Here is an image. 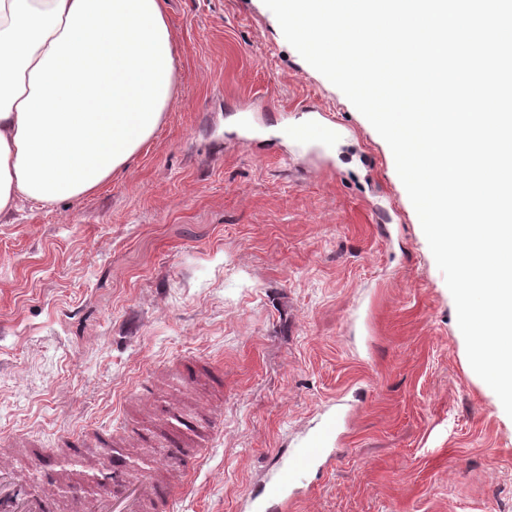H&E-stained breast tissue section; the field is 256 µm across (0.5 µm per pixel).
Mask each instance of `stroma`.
<instances>
[{
	"label": "stroma",
	"mask_w": 512,
	"mask_h": 512,
	"mask_svg": "<svg viewBox=\"0 0 512 512\" xmlns=\"http://www.w3.org/2000/svg\"><path fill=\"white\" fill-rule=\"evenodd\" d=\"M163 7L175 94L154 136L92 193L0 220V445L144 424L138 381L189 356L222 368L224 414L180 512H237L339 397L336 461L291 512H512V418L388 144L263 0ZM315 102L348 132L322 170L286 133Z\"/></svg>",
	"instance_id": "obj_1"
}]
</instances>
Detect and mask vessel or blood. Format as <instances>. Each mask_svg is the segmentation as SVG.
<instances>
[{
	"label": "vessel or blood",
	"mask_w": 512,
	"mask_h": 512,
	"mask_svg": "<svg viewBox=\"0 0 512 512\" xmlns=\"http://www.w3.org/2000/svg\"><path fill=\"white\" fill-rule=\"evenodd\" d=\"M336 137L329 113L309 111L307 119L291 132L300 145L324 146ZM170 370L192 385L204 382L211 388L224 387V374L215 366L190 357L174 360ZM351 404L332 401L312 431L302 434L293 448L283 451L263 483L241 504L240 512H286L307 477L319 474L331 458L341 423ZM224 414L220 404L207 403L196 417L183 415L173 405L163 431L150 433L133 425L124 431L87 429L68 434L63 440L64 463L46 464L24 475L8 461L0 462V512H79L80 505L70 492L64 464L82 461L88 448L105 449L92 465V474L107 485L95 493L94 512H175L188 491L205 448L211 447ZM162 443L167 464L133 469L127 460L131 448Z\"/></svg>",
	"instance_id": "b4317fda"
}]
</instances>
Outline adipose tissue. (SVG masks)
Segmentation results:
<instances>
[{"label": "adipose tissue", "mask_w": 512, "mask_h": 512, "mask_svg": "<svg viewBox=\"0 0 512 512\" xmlns=\"http://www.w3.org/2000/svg\"><path fill=\"white\" fill-rule=\"evenodd\" d=\"M174 72L162 0H0V217L123 170L158 129Z\"/></svg>", "instance_id": "adipose-tissue-1"}]
</instances>
